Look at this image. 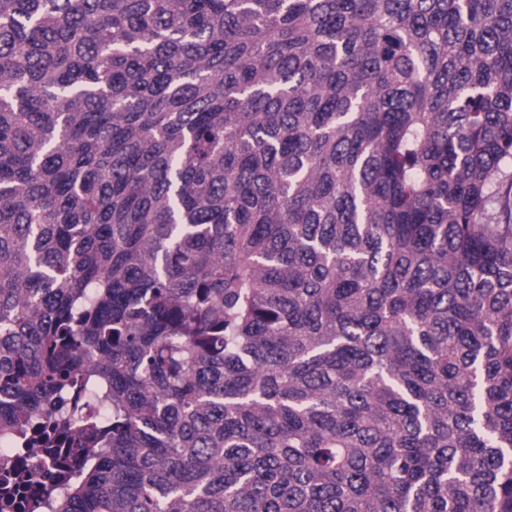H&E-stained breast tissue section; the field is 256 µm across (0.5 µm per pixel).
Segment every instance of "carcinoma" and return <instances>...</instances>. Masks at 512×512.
I'll use <instances>...</instances> for the list:
<instances>
[{
  "label": "carcinoma",
  "mask_w": 512,
  "mask_h": 512,
  "mask_svg": "<svg viewBox=\"0 0 512 512\" xmlns=\"http://www.w3.org/2000/svg\"><path fill=\"white\" fill-rule=\"evenodd\" d=\"M0 440L50 512H512V0H0ZM25 461L30 470L42 481H53L55 469L52 462L43 455L41 448H29Z\"/></svg>",
  "instance_id": "1"
}]
</instances>
